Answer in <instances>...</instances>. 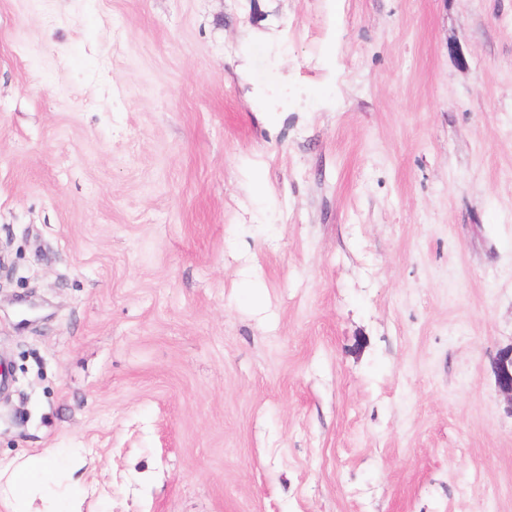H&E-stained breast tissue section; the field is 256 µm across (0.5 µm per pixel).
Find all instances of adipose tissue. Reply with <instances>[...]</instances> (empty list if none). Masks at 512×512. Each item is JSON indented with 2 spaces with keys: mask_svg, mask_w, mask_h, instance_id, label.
Wrapping results in <instances>:
<instances>
[{
  "mask_svg": "<svg viewBox=\"0 0 512 512\" xmlns=\"http://www.w3.org/2000/svg\"><path fill=\"white\" fill-rule=\"evenodd\" d=\"M89 461L79 448H47L0 465V512H84L74 481Z\"/></svg>",
  "mask_w": 512,
  "mask_h": 512,
  "instance_id": "1",
  "label": "adipose tissue"
}]
</instances>
